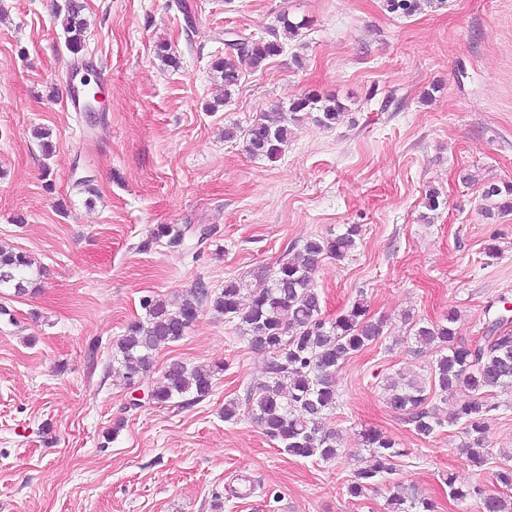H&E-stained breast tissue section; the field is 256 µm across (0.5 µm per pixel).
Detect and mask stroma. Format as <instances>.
I'll return each instance as SVG.
<instances>
[{
    "label": "stroma",
    "instance_id": "35a3bbf8",
    "mask_svg": "<svg viewBox=\"0 0 512 512\" xmlns=\"http://www.w3.org/2000/svg\"><path fill=\"white\" fill-rule=\"evenodd\" d=\"M187 2L191 24L176 0H82L75 54L56 16L65 0H0V244L40 270L32 292L0 290V512H384L397 484L436 512H478L450 499L445 479L492 487L512 455V396L494 398L478 468L458 452L463 425L417 435L384 384L428 376L437 358L416 347L409 319L455 310L458 339L474 344L486 306L512 304V214L486 217L482 199L484 183L512 182V0H430L410 16L383 0ZM283 15L305 21L297 39L209 111L223 94L212 64L225 31L261 35ZM161 42L178 67L158 59ZM85 60L109 73L93 129L61 102ZM310 91L348 112L331 128L304 116L279 160L225 139V127ZM432 188L442 204L430 213ZM161 224L212 234L173 248L152 241ZM347 224L361 227L353 257L324 258L313 275L322 315L361 297L385 328L338 374L336 459L281 453L247 413L225 420V401L246 403L262 381L266 355L210 310L141 378L146 390L172 361L223 364L208 397L161 407L115 384L116 343L144 295L174 303L200 281H255ZM364 428L407 454L353 498Z\"/></svg>",
    "mask_w": 512,
    "mask_h": 512
}]
</instances>
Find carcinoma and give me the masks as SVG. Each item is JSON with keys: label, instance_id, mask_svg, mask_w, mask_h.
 Segmentation results:
<instances>
[{"label": "carcinoma", "instance_id": "cac0c4a2", "mask_svg": "<svg viewBox=\"0 0 512 512\" xmlns=\"http://www.w3.org/2000/svg\"><path fill=\"white\" fill-rule=\"evenodd\" d=\"M383 6L390 13L409 16L420 9V0H384ZM82 9L80 0H67L61 21L66 44L74 54L84 46L86 22L81 17ZM279 23L258 39L243 31L226 32L224 45L228 51L214 62V71L223 82L224 98L209 105L210 110L231 102L242 67L262 68L280 55L302 28L285 15ZM313 110L318 111L315 121L330 128L343 120L347 107L334 99L322 100L307 93L286 109L261 113L245 130V151L253 158L277 161L288 147L293 126L300 121L299 113ZM482 196L487 203L485 216L512 212L511 183H488ZM186 233V226L160 224L152 239L165 238L169 246L175 247L183 244ZM360 233V225L348 224L333 237L310 238L254 284L228 280L214 294L199 286L176 305L158 296L143 297L140 306L144 317L131 322L117 343L113 378L125 387L136 384L151 368L154 352L181 340L209 302L214 312L235 325L240 336L252 344L262 342L268 354L265 380L247 396L248 411L263 434L291 457L323 462L335 459L340 435L326 428L325 420L336 410L337 373L354 354L383 336L384 322L369 317L362 298L351 302L334 320L324 321L321 294L312 283V274L324 256L337 261L352 256ZM32 267L25 252L1 246L0 289L10 288L17 295L26 292L33 284L28 277ZM504 321L502 316L490 321L482 343L475 346L456 342L457 313L453 311L438 323L414 324V342L421 348L440 347L443 354L428 378L402 376L385 387L387 404L396 412L406 413L419 436L431 437L446 426L464 422L469 441L459 452L475 467H483L488 461L483 429L486 416L496 409L489 398L495 392L512 394V330L503 328ZM222 370V365L190 367L174 361L162 380L150 389V400L161 407L186 396L200 401L212 392L214 377ZM460 386L471 393V400L450 416L443 418L437 409L424 408L431 396L446 399ZM361 442L369 449L370 460L347 485V493L353 498L387 481L395 474L399 458L406 455L376 429L363 431ZM446 481L449 497L460 504L475 498L480 512H512V497L489 492L480 484L463 490L455 486L451 475ZM387 512H434V504L426 497L395 488L387 498Z\"/></svg>", "mask_w": 512, "mask_h": 512}]
</instances>
